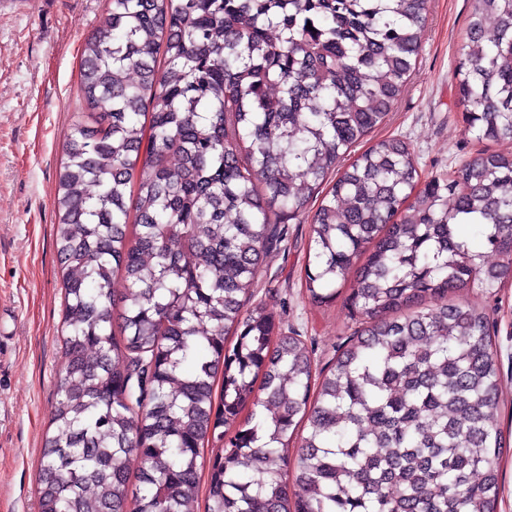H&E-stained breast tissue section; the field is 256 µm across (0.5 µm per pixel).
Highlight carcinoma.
<instances>
[{
  "instance_id": "1",
  "label": "carcinoma",
  "mask_w": 512,
  "mask_h": 512,
  "mask_svg": "<svg viewBox=\"0 0 512 512\" xmlns=\"http://www.w3.org/2000/svg\"><path fill=\"white\" fill-rule=\"evenodd\" d=\"M471 2L465 121L511 142L512 0ZM427 11L110 0L81 57L91 122L68 136L58 177L65 375L40 512H194L210 441L208 512H497L489 317L453 297L512 271V152L424 179L389 137L334 175L401 95ZM313 202L306 289L325 304L354 274L361 328L312 397L311 351L247 299L279 225ZM219 444L210 442L209 445H205L201 452L198 463H201L199 470L200 483L195 498V512H206L207 511V498H206V481L208 477V461L218 451Z\"/></svg>"
}]
</instances>
